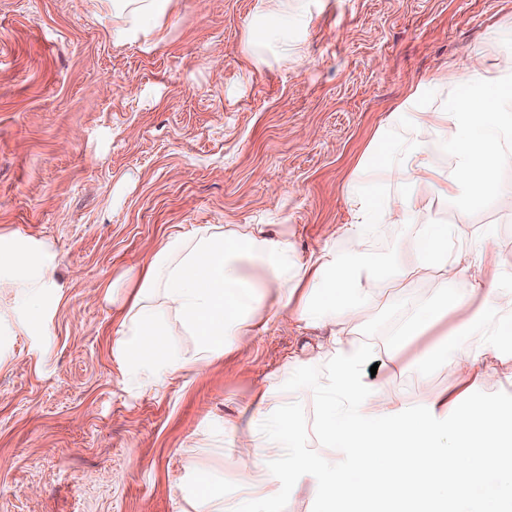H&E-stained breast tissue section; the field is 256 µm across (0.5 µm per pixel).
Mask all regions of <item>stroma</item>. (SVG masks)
<instances>
[{"label": "stroma", "instance_id": "obj_1", "mask_svg": "<svg viewBox=\"0 0 512 512\" xmlns=\"http://www.w3.org/2000/svg\"><path fill=\"white\" fill-rule=\"evenodd\" d=\"M267 7L175 0L147 52L114 41L90 0H0V232L55 251L41 322L0 288V512H190L204 470L237 500L244 462L222 446L225 423L260 390L300 392L322 376L325 332L262 324L223 358L138 394L113 354L120 278L200 224L268 225L303 260L347 253L343 187L376 128L414 82L470 57L495 63L512 40V0H303L288 26L294 56L272 45L258 64L249 41ZM429 217L466 248L449 290L483 278L468 245L488 231L512 270V196L438 203ZM405 236L384 225L359 253L379 290L352 328L379 351L439 290L431 271H413ZM398 263L409 274L389 281ZM457 320L405 343L388 389L512 414V385L498 378L512 346L467 382L423 369V348ZM280 467L282 512H329L331 474L355 475L342 456L332 471Z\"/></svg>", "mask_w": 512, "mask_h": 512}]
</instances>
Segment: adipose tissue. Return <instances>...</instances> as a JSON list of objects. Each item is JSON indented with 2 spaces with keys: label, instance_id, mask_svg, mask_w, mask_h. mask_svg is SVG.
<instances>
[{
  "label": "adipose tissue",
  "instance_id": "adipose-tissue-1",
  "mask_svg": "<svg viewBox=\"0 0 512 512\" xmlns=\"http://www.w3.org/2000/svg\"><path fill=\"white\" fill-rule=\"evenodd\" d=\"M116 41L150 50L162 33L172 0H96ZM488 66L468 58L428 80L411 85L390 113L367 154L344 185L351 220L342 234L359 249L384 224L407 229L404 245L418 268L437 273L440 282L462 277V252L450 225L428 220L438 201L475 209L512 194V183L497 170L512 158V47ZM448 152L453 170L435 157ZM51 244L0 233V284L18 291L30 322L43 311V291L51 287ZM377 284L357 261L326 250L307 260L294 256L291 241L257 227L247 232L202 224L168 240L132 275L115 328V355L128 384L141 392L168 375L190 371L223 357L234 340L250 335L263 321L288 316L330 331L327 371L308 381L304 393L281 390L279 398L261 392L246 421L250 442L242 451L253 491L233 505L208 486L194 512H280L269 487L278 479L272 450L312 473L330 464L303 448V431L291 415L302 396L316 402L314 429L337 454L352 457L357 481L334 476L324 488L333 512H357L363 503H384L391 512H418L434 489L445 492L450 512H479L488 477L505 457L500 439L512 434V417L485 402L469 412L456 410L454 398L439 392L407 402L368 381L364 365L369 344L352 338L348 325L375 301ZM477 298L467 313L468 298ZM471 297L441 291L418 309L398 338L386 347L399 350L408 337L439 323L448 313L462 319L447 344L426 354V365L442 364L474 378L486 374L488 357L512 343V272L494 267ZM173 312L195 340L185 355L162 345L161 309ZM478 457L479 467L462 460Z\"/></svg>",
  "mask_w": 512,
  "mask_h": 512
}]
</instances>
